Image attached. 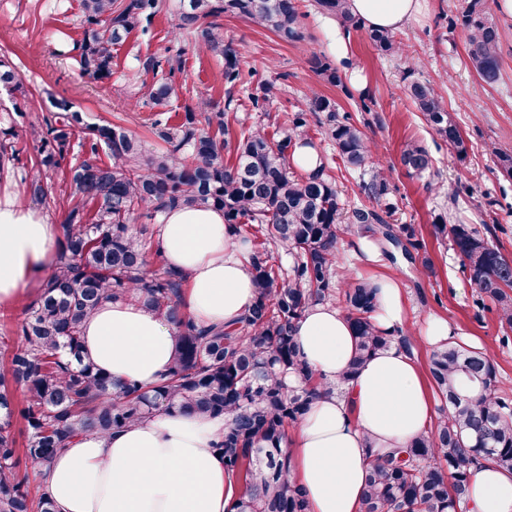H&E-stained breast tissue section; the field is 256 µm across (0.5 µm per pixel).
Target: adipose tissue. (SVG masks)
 <instances>
[{
    "mask_svg": "<svg viewBox=\"0 0 512 512\" xmlns=\"http://www.w3.org/2000/svg\"><path fill=\"white\" fill-rule=\"evenodd\" d=\"M371 29L397 31L423 0H349ZM56 227L18 192L0 191V307L11 306L34 272L53 261ZM156 241L167 265L187 276L182 304L198 324L239 319L255 296L250 245L224 222L222 210L168 211ZM300 354L333 393L315 400L288 445L292 475L309 512H360L374 454L407 447L426 433L432 408L417 361L402 349L379 352L353 376L350 320L328 304L297 322ZM175 330L133 299L104 300L85 322L84 356L117 380L150 386L167 368ZM224 420L190 412L159 413L103 437L86 433L42 475L59 512H227L234 487L215 444ZM469 512H512V471L486 462L474 472Z\"/></svg>",
    "mask_w": 512,
    "mask_h": 512,
    "instance_id": "ef3b65f1",
    "label": "adipose tissue"
}]
</instances>
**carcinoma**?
<instances>
[{
    "mask_svg": "<svg viewBox=\"0 0 512 512\" xmlns=\"http://www.w3.org/2000/svg\"><path fill=\"white\" fill-rule=\"evenodd\" d=\"M321 13L345 29L363 23L348 0H316ZM164 0H80L83 37L73 45L82 73L107 87L112 79V46L136 30H148ZM231 13L274 31L285 41L302 38L296 27L297 0H189L168 11L170 33L203 43L224 58L221 77L233 87L242 80L239 53L224 42L219 27L203 20ZM468 34V59L479 78L494 84L501 76L498 26L486 15L484 0H467L450 21ZM382 54L400 56L403 46L392 32L367 30ZM137 73L152 76L142 83L144 104L164 115L171 106L174 57L137 58ZM311 67L332 85L341 83L325 56ZM0 86L20 91L15 64L0 58ZM407 96L427 124L454 151L465 157L461 131L442 98L428 83L412 79ZM227 97L224 109L201 99L186 107L179 121L159 131L163 145L151 153L124 127L91 124L67 99H55L48 115L28 124L38 153L28 164L11 138L16 117L0 127V168L8 163L21 175L30 198L48 200V181L64 161V180L77 203L71 207L57 242L54 265L42 292L24 309L19 342L0 371V512H57L46 492L33 494L18 474L39 473L57 452L82 433L107 436L157 412L192 411L226 420L216 449L234 486L230 512H308L303 488L290 477L284 450L289 428L311 402L335 386L317 378L301 359L295 326L306 310L342 292L355 329L356 349L347 376L380 351L407 339L380 328L374 320L377 287L347 282L338 288L337 244L350 230L336 178L327 164L314 174L294 175L291 156L309 144V118L349 168L372 158V147L336 102L313 94L308 109L288 118V129L269 135L260 125L230 133ZM107 160H102L100 154ZM231 160H226V157ZM401 164L419 175L433 168L425 147L404 145ZM380 210L353 211L357 224H387L392 189L377 167L363 185ZM95 206L93 215L85 211ZM211 206L224 211L235 234L256 227L248 264L256 294L244 316L231 326L204 327L184 311L181 294L186 277L164 263L148 224L136 231L134 216L149 224L178 207ZM450 233L469 280L491 300L501 328L512 331V266L501 251L468 224H437ZM292 257L285 268L272 262L271 248ZM132 297L163 315L175 328V351L160 380L146 389L134 381H116L86 360L81 331L105 298ZM293 374L300 385L286 384ZM429 374L448 414L404 450L377 457L365 478L361 512H459L467 507L472 470L483 462L512 471V404L500 394L496 367L482 350L449 342L433 351ZM24 392V404L14 399ZM26 432L17 447L15 420Z\"/></svg>",
    "mask_w": 512,
    "mask_h": 512,
    "instance_id": "carcinoma-1",
    "label": "carcinoma"
}]
</instances>
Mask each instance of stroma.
I'll return each instance as SVG.
<instances>
[{
	"mask_svg": "<svg viewBox=\"0 0 512 512\" xmlns=\"http://www.w3.org/2000/svg\"><path fill=\"white\" fill-rule=\"evenodd\" d=\"M464 5V0H427L424 12L397 33L404 48L399 59L381 55L365 30L350 31V52L335 62L342 79L337 86L305 63L307 56L328 51L323 17L313 0H300L302 38L297 42L284 41L230 13L218 17L225 41L238 49L240 66L248 76L246 83L232 88L217 79L223 58L172 39L168 15L161 12L153 18L149 33L132 32L113 47L112 81L103 90L65 53L82 37L80 0H0V55L17 65L23 83L22 93L0 92V109L9 112L14 104H21L31 120L47 113L50 97H64L82 110L86 121L122 125L143 141L147 151H154L160 143L157 115L135 96L141 86L135 78L136 65L138 58L166 53L179 55L181 61L173 98L179 113L199 97L221 104L230 96L240 123L260 121L271 131L284 125L290 113L305 109L311 93L332 98L340 113L351 115L375 146L373 160L384 168L392 189L395 211L388 220L390 227L413 225L422 253L432 263L431 268H423L384 240L376 253H364L359 241L372 233L367 225L355 224L338 243V281L393 278L405 302L402 334L421 368H428L432 352L423 339L424 324L432 316L446 318L463 343L487 351L498 369L499 388L511 399L512 335L501 329L494 304L480 302L460 256L434 229L441 220L468 224L503 253L512 254V179L503 175L495 156L499 150L512 153V18L501 14L499 0H486L487 14L502 34L501 78L490 86L469 63L466 31L448 25ZM409 69L415 78L430 82L446 101L464 137L465 158L450 151L412 106L404 78ZM353 70L365 78L366 89L351 83ZM266 82L274 89L270 110L262 118L254 112L250 96ZM364 96L372 100L367 112L359 108ZM309 135L336 175L346 212L374 208L363 189L370 169H348L318 129H311ZM410 140L430 153L431 174L416 176L401 165V148Z\"/></svg>",
	"mask_w": 512,
	"mask_h": 512,
	"instance_id": "stroma-1",
	"label": "stroma"
}]
</instances>
